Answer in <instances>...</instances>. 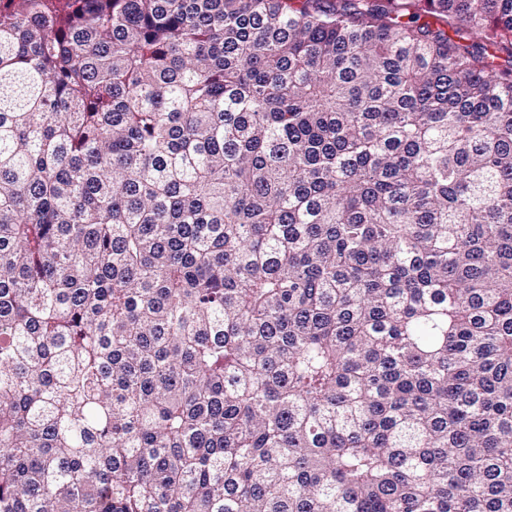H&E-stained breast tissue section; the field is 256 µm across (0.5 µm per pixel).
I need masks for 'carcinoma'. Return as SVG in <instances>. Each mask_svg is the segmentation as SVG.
Listing matches in <instances>:
<instances>
[{"mask_svg": "<svg viewBox=\"0 0 512 512\" xmlns=\"http://www.w3.org/2000/svg\"><path fill=\"white\" fill-rule=\"evenodd\" d=\"M0 512H512V0H0Z\"/></svg>", "mask_w": 512, "mask_h": 512, "instance_id": "1", "label": "carcinoma"}]
</instances>
